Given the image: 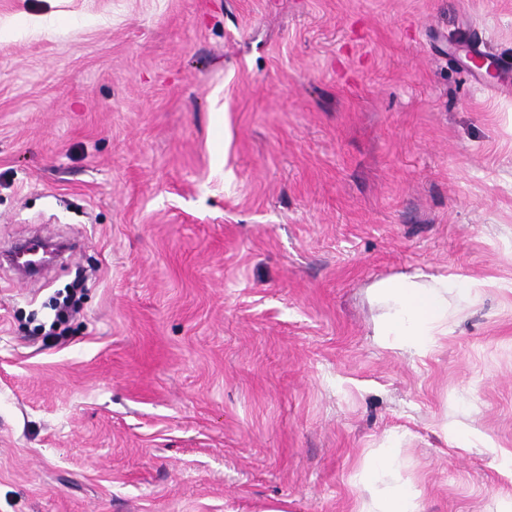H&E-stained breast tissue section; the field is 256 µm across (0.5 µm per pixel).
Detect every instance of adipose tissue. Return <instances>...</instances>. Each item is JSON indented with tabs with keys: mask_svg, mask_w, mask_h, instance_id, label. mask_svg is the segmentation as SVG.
I'll return each instance as SVG.
<instances>
[{
	"mask_svg": "<svg viewBox=\"0 0 512 512\" xmlns=\"http://www.w3.org/2000/svg\"><path fill=\"white\" fill-rule=\"evenodd\" d=\"M474 278L428 277L418 281L396 276L376 282L373 291L388 308V319L377 333L417 352H426L431 338L448 325V295H466L482 287Z\"/></svg>",
	"mask_w": 512,
	"mask_h": 512,
	"instance_id": "1",
	"label": "adipose tissue"
}]
</instances>
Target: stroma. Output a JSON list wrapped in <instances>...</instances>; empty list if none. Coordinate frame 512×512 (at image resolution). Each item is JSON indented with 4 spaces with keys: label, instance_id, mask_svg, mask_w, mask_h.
Returning a JSON list of instances; mask_svg holds the SVG:
<instances>
[{
    "label": "stroma",
    "instance_id": "35a3bbf8",
    "mask_svg": "<svg viewBox=\"0 0 512 512\" xmlns=\"http://www.w3.org/2000/svg\"><path fill=\"white\" fill-rule=\"evenodd\" d=\"M506 63L512 0H0V246H80L0 259V512H512ZM415 274L485 282L423 354ZM426 278L418 281L414 277L396 276L371 287L388 308V319L376 336H390L395 344L423 354L430 346V336L447 329L448 293L464 296L485 285L484 280L474 278ZM83 280H76L72 288L66 293L62 310L56 319L49 324L38 326L37 329L44 336H64L71 329L72 324L77 320L82 310ZM379 512H416L415 497L410 488L397 490L392 495H382L378 498Z\"/></svg>",
    "mask_w": 512,
    "mask_h": 512
}]
</instances>
